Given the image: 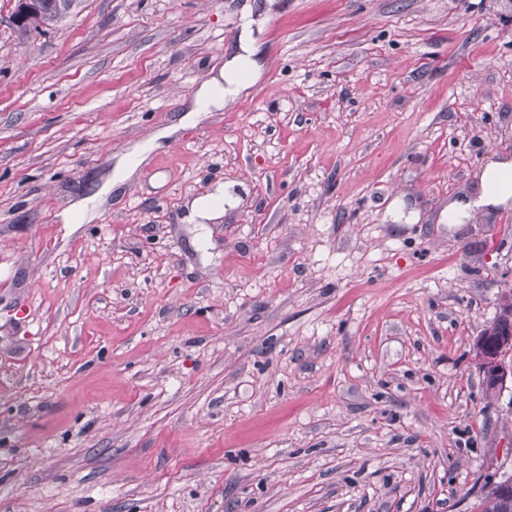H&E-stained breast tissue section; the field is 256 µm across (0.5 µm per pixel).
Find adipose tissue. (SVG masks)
<instances>
[{
  "mask_svg": "<svg viewBox=\"0 0 512 512\" xmlns=\"http://www.w3.org/2000/svg\"><path fill=\"white\" fill-rule=\"evenodd\" d=\"M239 53L228 59L208 80L203 82L195 91L193 104L187 113L180 118L178 125H170L160 129L152 140L153 147H161L177 131L178 126H185L198 120L203 113L223 109L224 105L232 102L246 90L247 84L241 73L250 63L254 55V47L249 34L240 37ZM512 169V164L502 162L489 165L481 175V191L475 198L452 201L448 206V221L461 224L477 207L499 206L512 200V181L506 180L505 174ZM132 171L129 156H121L112 176L102 185L92 197L78 201L71 214L65 218L66 223L75 224L92 221L98 214L100 205L119 188Z\"/></svg>",
  "mask_w": 512,
  "mask_h": 512,
  "instance_id": "ef3b65f1",
  "label": "adipose tissue"
}]
</instances>
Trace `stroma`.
Masks as SVG:
<instances>
[{
  "label": "stroma",
  "mask_w": 512,
  "mask_h": 512,
  "mask_svg": "<svg viewBox=\"0 0 512 512\" xmlns=\"http://www.w3.org/2000/svg\"><path fill=\"white\" fill-rule=\"evenodd\" d=\"M0 0V512H462L512 473V0ZM251 27L240 98L178 122ZM239 200L185 222L219 183ZM37 10L22 28L51 26L66 19L79 5L80 0H36ZM132 171L128 155L121 156L115 164L113 175L102 185L101 189L90 198L78 201L71 214L65 216L67 224L92 221L98 214V208L112 195V191L119 188ZM510 167V162L489 165L481 175V191L476 198L455 200L448 205L449 223L464 224L477 207L506 205L512 198V181L501 178ZM512 292L503 291L499 297L498 312L503 319L490 325L474 344L473 352L485 382L497 389L512 381ZM486 336H494L488 340Z\"/></svg>",
  "instance_id": "stroma-1"
}]
</instances>
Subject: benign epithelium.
I'll list each match as a JSON object with an SVG mask.
<instances>
[{
    "instance_id": "1",
    "label": "benign epithelium",
    "mask_w": 512,
    "mask_h": 512,
    "mask_svg": "<svg viewBox=\"0 0 512 512\" xmlns=\"http://www.w3.org/2000/svg\"><path fill=\"white\" fill-rule=\"evenodd\" d=\"M498 312L502 320L491 325L474 344L473 352L485 381L499 388L512 381V292L501 293Z\"/></svg>"
}]
</instances>
